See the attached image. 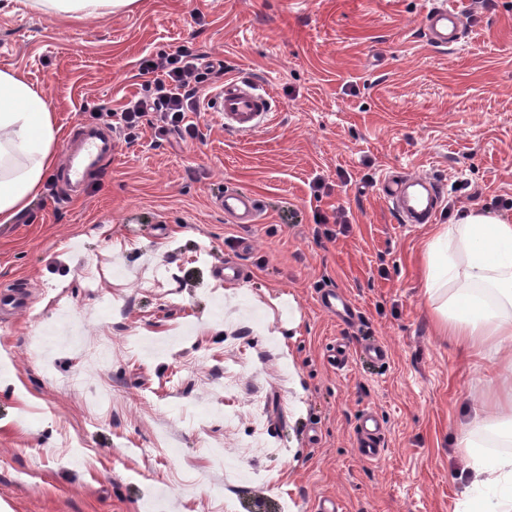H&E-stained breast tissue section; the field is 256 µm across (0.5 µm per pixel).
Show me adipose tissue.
<instances>
[{"mask_svg": "<svg viewBox=\"0 0 512 512\" xmlns=\"http://www.w3.org/2000/svg\"><path fill=\"white\" fill-rule=\"evenodd\" d=\"M135 2L30 0V6L49 17L91 20ZM61 137L44 93L23 75L0 71V224L29 209ZM423 260L437 335L474 360L490 350L502 354L508 374L461 432L469 470L463 512H512V221L465 213L437 229Z\"/></svg>", "mask_w": 512, "mask_h": 512, "instance_id": "ef3b65f1", "label": "adipose tissue"}]
</instances>
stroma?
<instances>
[{
  "label": "stroma",
  "mask_w": 512,
  "mask_h": 512,
  "mask_svg": "<svg viewBox=\"0 0 512 512\" xmlns=\"http://www.w3.org/2000/svg\"><path fill=\"white\" fill-rule=\"evenodd\" d=\"M455 4L464 36L444 48L421 29L431 0H138L92 21L0 0V70L44 92L56 153L141 93L148 56L207 55L275 101L245 135L207 112L186 142L143 125L85 191L48 175L0 225V292L29 295L0 306V512H461V428L500 357L471 367L436 335L423 251L468 209L512 219V0ZM394 169L442 181L435 224L398 223L378 191ZM227 190L256 196L258 223L224 215ZM227 285L276 299L271 316L225 303ZM371 340L386 361L364 359ZM320 305L340 322L354 324L358 318L352 303L336 290L324 291L320 295ZM357 434L359 454L370 461L378 460L384 446V429L374 412L365 411L361 415Z\"/></svg>",
  "instance_id": "stroma-1"
}]
</instances>
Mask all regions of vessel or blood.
I'll return each mask as SVG.
<instances>
[{"label": "vessel or blood", "mask_w": 512, "mask_h": 512, "mask_svg": "<svg viewBox=\"0 0 512 512\" xmlns=\"http://www.w3.org/2000/svg\"><path fill=\"white\" fill-rule=\"evenodd\" d=\"M463 15L446 0H433L422 19V30L432 44L451 47L463 36ZM273 97L270 92L254 82L225 80L217 92L212 110L230 133H249L264 124L272 112ZM112 153V130L107 126L85 125L78 129L73 141L65 149L60 170V180L71 191L85 190L99 161ZM379 192L402 224H431L440 214L444 192L439 182L431 176L393 171L382 176ZM225 216L239 223H255L258 215L257 201L253 195L225 192L218 200ZM321 306L337 320L354 323L357 315L345 295L333 290L322 292ZM384 446V429L374 412H364L358 423V450L367 460H378Z\"/></svg>", "instance_id": "b4317fda"}]
</instances>
